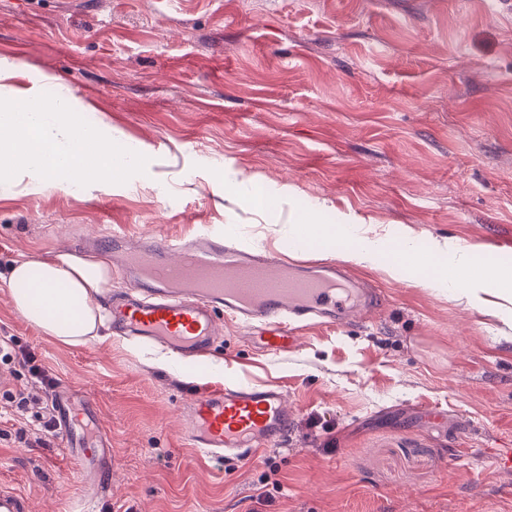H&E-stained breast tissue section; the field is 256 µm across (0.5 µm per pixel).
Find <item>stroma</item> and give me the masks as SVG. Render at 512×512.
Segmentation results:
<instances>
[{
    "label": "stroma",
    "mask_w": 512,
    "mask_h": 512,
    "mask_svg": "<svg viewBox=\"0 0 512 512\" xmlns=\"http://www.w3.org/2000/svg\"><path fill=\"white\" fill-rule=\"evenodd\" d=\"M0 72L1 100L52 88L127 159L106 187L0 179V272L115 229L277 249L313 209L512 268V0H0ZM392 258L349 265L385 297L358 325L265 355L227 322L206 371L116 335L63 345L3 283L0 337L96 398L113 466L94 512H512V305L391 278ZM227 380L280 385L295 424L219 464L179 410ZM1 485L34 512L86 495L58 435L0 439Z\"/></svg>",
    "instance_id": "stroma-1"
}]
</instances>
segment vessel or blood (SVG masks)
<instances>
[{
    "instance_id": "vessel-or-blood-1",
    "label": "vessel or blood",
    "mask_w": 512,
    "mask_h": 512,
    "mask_svg": "<svg viewBox=\"0 0 512 512\" xmlns=\"http://www.w3.org/2000/svg\"><path fill=\"white\" fill-rule=\"evenodd\" d=\"M317 230L305 225L279 251L249 246L220 229L195 241L147 237L98 239L97 247L119 258L116 272L130 288L113 294L112 326L119 335L205 364L219 320L243 327L255 348L268 354L295 349L300 329L351 323L361 311L382 306L377 292L350 279L337 265L288 261ZM57 428L92 494L108 488L112 450L96 425L90 394L60 391L52 400ZM183 434L190 445L216 459L252 458L287 437L292 413L277 385L225 383L197 391L184 408Z\"/></svg>"
}]
</instances>
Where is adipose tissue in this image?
Here are the masks:
<instances>
[{
    "label": "adipose tissue",
    "mask_w": 512,
    "mask_h": 512,
    "mask_svg": "<svg viewBox=\"0 0 512 512\" xmlns=\"http://www.w3.org/2000/svg\"><path fill=\"white\" fill-rule=\"evenodd\" d=\"M67 115L61 99L36 104L21 98L0 102V160L13 159L15 168L37 172L57 184L73 177L111 184L118 164L109 141L95 135L77 137ZM319 234L335 240L342 261L358 266H375L385 244L382 236H363L358 226L351 224H324ZM414 242V236L403 237L405 255L389 266L392 277L401 278L405 269H413L418 282L455 289L459 299L473 307L484 304L489 295L512 302L511 277L497 272L475 274L466 288L459 280L448 278L449 270H467L469 249L445 240L435 242L433 259L424 266L413 249ZM0 280L6 283L14 308L62 344L76 346L100 339L111 320L109 309L100 303L112 291V267L105 257L64 250L24 256L14 260Z\"/></svg>",
    "instance_id": "ef3b65f1"
}]
</instances>
